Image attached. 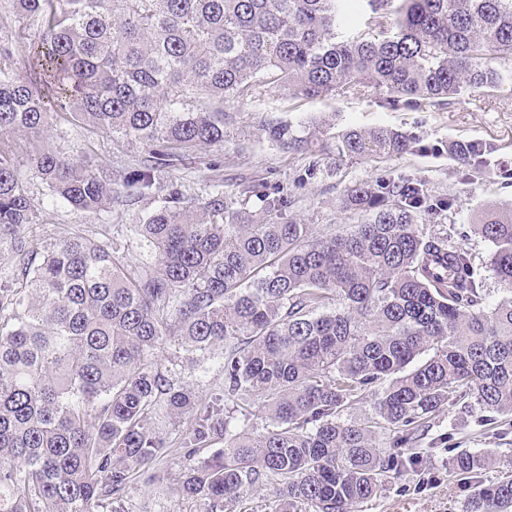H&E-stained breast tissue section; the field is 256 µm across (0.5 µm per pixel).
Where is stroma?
I'll list each match as a JSON object with an SVG mask.
<instances>
[{
	"instance_id": "35a3bbf8",
	"label": "stroma",
	"mask_w": 512,
	"mask_h": 512,
	"mask_svg": "<svg viewBox=\"0 0 512 512\" xmlns=\"http://www.w3.org/2000/svg\"><path fill=\"white\" fill-rule=\"evenodd\" d=\"M37 29H24L11 0H0V44L11 50L9 64L24 78L34 75L31 45ZM231 119L223 144L199 147L191 162L163 169L158 188L149 196L132 198L127 205L92 214L48 202L46 185L30 171L26 159L17 162L18 173L38 208L35 224L26 238L38 246L81 235L103 243H118L119 257L129 270L151 265L146 242L134 224L162 204L170 187L185 197L202 198L211 190L215 175L225 184L243 178L260 179L283 188L295 204L291 217L310 224L314 235L338 232L349 222L338 206L345 186L355 181L393 180L401 177L423 182L432 194H449L454 206L433 222L422 225L427 236H448L470 254L484 284L488 301L503 295V287L488 265L491 244L474 234L472 226L493 208L512 202V86H503L491 97H466L443 110H410L386 104L379 93L296 102L278 88L262 87L255 99L227 105ZM314 117L335 121L337 128H371L379 125L413 132L424 144L423 152L378 160L339 159L332 155H296L265 139L261 126L267 120L297 123ZM47 136L55 146L93 165L119 173L142 161L147 152L116 134L92 133L83 127L58 122ZM454 140H482L495 145L486 164L468 172L448 154ZM162 366L175 385L194 388L206 396L224 384L221 352L201 354L169 347ZM422 462L401 472L381 493L362 506V512H463L470 486L448 471V460L464 449L488 450L494 464L483 472V481L512 469V424L485 420L478 410L452 407L430 423L417 442ZM125 512H203L200 502L185 500L171 488L135 486L123 503Z\"/></svg>"
}]
</instances>
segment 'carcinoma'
I'll use <instances>...</instances> for the list:
<instances>
[{"mask_svg":"<svg viewBox=\"0 0 512 512\" xmlns=\"http://www.w3.org/2000/svg\"><path fill=\"white\" fill-rule=\"evenodd\" d=\"M40 28L33 54L54 94L0 65V252L26 285L0 284V512H125L133 484H172L205 512H237L273 485L265 512H361L437 413L460 405L512 418V205L473 225L507 295L490 304L468 252L419 225L453 206L411 178L355 181L339 198L361 222L317 238L283 220L292 200L265 182L188 200L176 188L136 233L153 250L128 274L117 248L65 237L42 257L22 235L36 206L23 155L53 205L101 213L201 145L224 143V105L258 88L297 100L366 89L393 106L443 108L512 79V0H12ZM367 14L365 30L348 31ZM206 96L208 104L188 108ZM57 121L119 134L149 158L112 175L49 143L20 142ZM266 138L296 153L327 145L301 120L268 121ZM336 157L421 150L386 126L346 128ZM493 146L453 141L463 164ZM263 216L248 210L251 198ZM177 339L222 348L224 388L204 400L175 387L160 353ZM259 398L266 425L235 413ZM370 399L364 422L341 412ZM182 426L183 461L159 466L169 441L153 420ZM393 432L390 452L375 434ZM482 449L448 471L475 485L464 512H512V474L484 484Z\"/></svg>","mask_w":512,"mask_h":512,"instance_id":"cac0c4a2","label":"carcinoma"}]
</instances>
